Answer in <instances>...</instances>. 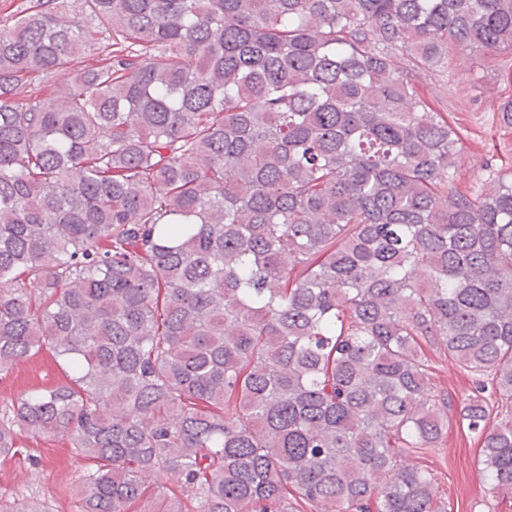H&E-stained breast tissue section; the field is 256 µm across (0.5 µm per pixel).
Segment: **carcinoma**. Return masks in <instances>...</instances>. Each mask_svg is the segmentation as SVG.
I'll use <instances>...</instances> for the list:
<instances>
[{
    "label": "carcinoma",
    "instance_id": "carcinoma-1",
    "mask_svg": "<svg viewBox=\"0 0 512 512\" xmlns=\"http://www.w3.org/2000/svg\"><path fill=\"white\" fill-rule=\"evenodd\" d=\"M501 51L512 0L7 18L0 374L45 350L67 381L0 409V456L65 437L83 512H448L405 462L448 427L429 348L477 378L462 420L512 500V173L457 190L462 133L417 91ZM32 77L67 92L20 96Z\"/></svg>",
    "mask_w": 512,
    "mask_h": 512
}]
</instances>
